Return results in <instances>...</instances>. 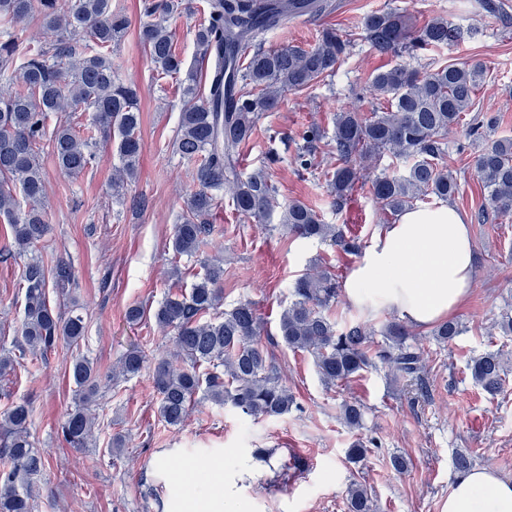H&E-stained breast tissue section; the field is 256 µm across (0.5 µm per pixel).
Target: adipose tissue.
<instances>
[{
    "mask_svg": "<svg viewBox=\"0 0 512 512\" xmlns=\"http://www.w3.org/2000/svg\"><path fill=\"white\" fill-rule=\"evenodd\" d=\"M475 267L469 226L457 208H416L375 235L346 282V297L369 317L393 313L424 329L448 320L466 301ZM196 466L209 493L198 496L177 484L161 512H224L223 467L205 457ZM442 512H512V480L489 467L474 468L457 478Z\"/></svg>",
    "mask_w": 512,
    "mask_h": 512,
    "instance_id": "ef3b65f1",
    "label": "adipose tissue"
}]
</instances>
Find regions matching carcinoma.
Returning a JSON list of instances; mask_svg holds the SVG:
<instances>
[{
	"label": "carcinoma",
	"mask_w": 512,
	"mask_h": 512,
	"mask_svg": "<svg viewBox=\"0 0 512 512\" xmlns=\"http://www.w3.org/2000/svg\"><path fill=\"white\" fill-rule=\"evenodd\" d=\"M335 8L334 0H204L193 42L199 56L212 60L213 68L208 90L201 94L198 73L176 50L168 26V17L189 6L183 0H142L139 39L154 63L156 80L180 82L183 104L175 147L194 165L197 184L186 200L185 214L173 226L175 256L197 255L214 231L208 216L225 196L247 221L261 224L279 208V223L288 232L305 239H329L345 253L360 252L356 239L325 223L305 203L280 204L266 170L245 174L239 169L238 150L252 138L264 113L278 109L285 93L304 92L332 76L351 53L356 36L379 54L416 58L427 46L459 41L464 28L441 13L417 29L404 11L388 7L364 14L354 33L323 29L308 48L262 47L267 31ZM34 17L56 33L50 46L16 36L17 25ZM128 28L127 16L112 7V0L63 4L60 0H0V81L15 85L13 94L0 97V218L7 221L19 255L32 251L49 233L42 152L49 150L66 174L80 173L96 159L91 139L76 132L70 118L60 117L51 127V115L89 112L100 138L116 144L120 167L112 180L113 194L120 195L135 176L141 150L139 96L136 88L118 77L110 54ZM486 77L487 68L479 61L425 72L404 64L379 70L371 78L376 104L370 115L336 112L329 141L320 127H308L295 164L302 170L312 168L314 154L323 145L336 154V168L328 173L327 182L338 211L362 180L357 162L384 152L410 161L403 173H380L370 180L371 193L385 212L394 215L419 203L447 200L459 190L457 178L445 166L448 132L463 125L467 137L481 136L479 123H466L464 117ZM474 166L494 213L511 216L512 139L482 147ZM200 268L188 291L167 294L151 313L161 331L173 334L175 344L174 353L157 360L152 368L158 415L170 426L181 425L199 393L254 419L288 414L297 402L260 341L262 327L253 303L240 301L220 310L223 260L203 259ZM21 282V325L14 349L0 351V376L14 372L28 355L46 359L61 343L76 349L86 334L77 309L64 311L50 297L69 294L73 272L68 263L59 261L49 269L32 256L22 270ZM339 293L336 275L319 264L307 269L293 283L292 300L279 317L283 345L311 354L326 385L349 383L380 362L395 377L423 388L421 348L410 341L407 327L391 320L377 334L362 322L341 326L329 314ZM462 333L459 322L448 320L436 326L432 335L450 343ZM146 363L144 350L131 349L119 361L120 373L135 376ZM469 370L484 392L502 391L506 369L500 355H481L471 361ZM70 373L78 405L65 417L60 433L67 444L80 449L92 434L98 374L93 362L80 355L73 359ZM32 411L23 400L3 412L0 512H33L29 479L48 465L47 456L31 440ZM341 412L349 427L362 425V403L346 402ZM347 500L349 512H373L360 483L349 484Z\"/></svg>",
	"instance_id": "obj_1"
}]
</instances>
